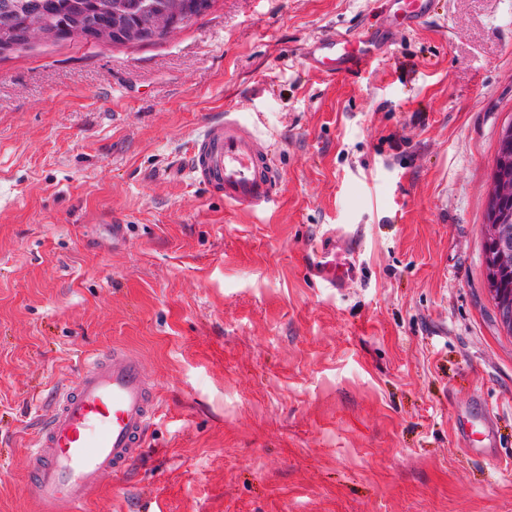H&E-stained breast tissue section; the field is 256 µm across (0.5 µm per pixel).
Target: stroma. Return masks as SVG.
I'll return each mask as SVG.
<instances>
[{
	"label": "stroma",
	"instance_id": "35a3bbf8",
	"mask_svg": "<svg viewBox=\"0 0 512 512\" xmlns=\"http://www.w3.org/2000/svg\"><path fill=\"white\" fill-rule=\"evenodd\" d=\"M213 0L166 39L0 55V512H42L29 449L60 386L138 355L161 407L81 512H512V334L486 288L512 123V0ZM378 30L354 75L305 47ZM279 145L274 204L187 158L225 113ZM124 227L114 235L113 225ZM358 228L346 288L308 245ZM496 445L479 440L485 412ZM391 4V22L397 29H411L428 14L429 0H388ZM507 180L512 182V140L505 144L502 137L499 141V148L495 158L492 180ZM502 181L492 184L490 195L512 196V183Z\"/></svg>",
	"mask_w": 512,
	"mask_h": 512
}]
</instances>
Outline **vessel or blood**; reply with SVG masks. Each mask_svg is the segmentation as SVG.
I'll return each instance as SVG.
<instances>
[{
    "label": "vessel or blood",
    "instance_id": "1",
    "mask_svg": "<svg viewBox=\"0 0 512 512\" xmlns=\"http://www.w3.org/2000/svg\"><path fill=\"white\" fill-rule=\"evenodd\" d=\"M391 22L410 29L428 13V0H389ZM372 35L332 34L314 41L306 61L328 77L351 72L377 54ZM274 148L257 128L225 113L210 121L191 151L193 181L223 198L227 207L258 210L274 203L281 172ZM359 235L327 230L317 241L309 275L323 288L338 289L356 276ZM159 409L157 394L136 356L116 352L85 363L77 382L61 390L52 415L29 453L31 493L79 512L102 477L121 474L138 455Z\"/></svg>",
    "mask_w": 512,
    "mask_h": 512
}]
</instances>
